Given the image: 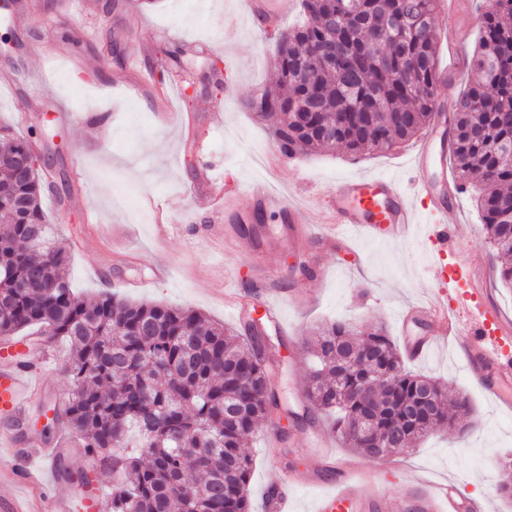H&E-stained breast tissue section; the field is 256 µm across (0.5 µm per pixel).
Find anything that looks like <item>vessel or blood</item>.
<instances>
[{"label":"vessel or blood","mask_w":512,"mask_h":512,"mask_svg":"<svg viewBox=\"0 0 512 512\" xmlns=\"http://www.w3.org/2000/svg\"><path fill=\"white\" fill-rule=\"evenodd\" d=\"M289 0H247L253 22L269 36L275 35ZM453 110L452 101H439L430 128L411 158L413 170L421 172V180L413 188L403 187L396 179L382 175H353L339 180L336 196L319 211L302 203H290L266 186H256L250 193L253 201L265 206L286 208L292 223L310 232L312 224H320L322 238L328 245L346 244L355 237L400 243L408 240L418 222L420 211L438 216L428 228L434 246L430 274L436 291L424 302L401 310L396 316L407 354L415 359L429 356L438 338L453 341L454 353L463 369L478 382L503 409L512 410V314L506 313L488 299L487 276L477 274L473 263L448 267L444 259L455 245L449 212L458 206V189L448 183L447 151H435L436 135L446 126ZM439 167L440 177H429L432 167ZM206 193L200 203L207 209L223 208L224 200L211 173H203ZM423 321L424 335L414 336L409 328ZM31 337L0 339V419L7 422L24 420L33 407L34 397L42 385L34 381L23 350L31 346ZM13 448L14 463L0 467V477L8 476L21 483L26 474L18 470L23 460L20 442L11 431L0 432V442ZM317 469L300 473L279 470L274 479L280 488L275 501H264L265 512H297L294 491L298 485L316 486L318 492L311 512H488V502L463 495L456 482L434 481L421 473L407 477L408 493L396 501L384 494L380 474L368 470L362 461L335 458L325 450L322 440H315ZM101 491L87 486L64 497H53L48 512H99Z\"/></svg>","instance_id":"b4317fda"}]
</instances>
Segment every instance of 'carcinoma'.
<instances>
[{
  "label": "carcinoma",
  "mask_w": 512,
  "mask_h": 512,
  "mask_svg": "<svg viewBox=\"0 0 512 512\" xmlns=\"http://www.w3.org/2000/svg\"><path fill=\"white\" fill-rule=\"evenodd\" d=\"M335 0H301L303 21L277 43L273 137L294 156L331 146L353 156L385 152L429 125L436 100L437 0H354L356 21L336 30L348 54L329 66L320 52ZM476 80L457 98L449 163L478 183L476 207L493 245L499 281L512 288V0L479 8ZM188 43L163 50L184 71ZM28 138L0 123V337L26 329L64 339L68 402L53 424L112 469L103 512H251L248 444L279 397L268 387L266 336L250 341L182 307L104 294L77 296L65 275L70 248L41 207L38 168L17 166ZM311 361L303 412L323 414L336 437L362 456L412 449L439 427L470 416L468 398L410 371L384 327L334 321L307 342ZM369 419L377 449L361 437Z\"/></svg>",
  "instance_id": "1"
}]
</instances>
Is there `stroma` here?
I'll list each match as a JSON object with an SVG mask.
<instances>
[{
	"instance_id": "1",
	"label": "stroma",
	"mask_w": 512,
	"mask_h": 512,
	"mask_svg": "<svg viewBox=\"0 0 512 512\" xmlns=\"http://www.w3.org/2000/svg\"><path fill=\"white\" fill-rule=\"evenodd\" d=\"M105 10L104 0H24L21 18L0 7V73L21 81L45 78L51 96L31 113L22 134L31 138L51 191L42 197L50 223L69 241H84V250H71L67 276L72 288L91 299L105 292L140 302L167 303L201 312L228 326L243 327L247 315L262 312L267 267H277L278 299L285 327L272 343L275 367L270 380L277 393L298 406L307 384L309 358L303 340L325 322L347 320L358 328L386 325L397 335L396 312L425 300L435 289L428 273L432 246L426 238L427 216H420L414 236L401 244L359 239L354 252L321 251L315 240L290 239L288 214L258 210L239 190L258 179L252 148L273 149L270 125L245 111L246 98L277 81L275 47L266 45L248 15L243 0H117ZM434 29H448L461 44L465 61L455 64L446 43H439L438 69L448 72L447 86L437 95L459 94L473 77L471 58L478 37L476 13L434 17ZM202 45L195 55L197 94L187 98L173 91L168 108L175 118L157 119L149 94L135 95L114 86L125 67L109 53L119 44L125 58H138L142 67L160 73L164 46L175 42ZM231 67L237 92L225 98L213 88L209 59ZM209 148V159L220 178L224 207L210 215L188 193L198 175L195 142ZM413 142L392 151L354 158L343 150L299 156V177L279 182L285 197L313 202L334 193L339 179L350 175H389L409 182ZM81 172L88 209L72 206L73 174ZM262 214L257 237L242 235L240 219ZM456 226L457 247L449 261L475 260L493 264V248L475 207L473 190L461 193L458 208L449 214ZM170 269L168 280L154 284L158 264ZM101 278H94L93 268ZM234 291L246 301L244 316L235 318L224 303ZM67 351L57 342H41L29 357L38 371L50 404H64L70 380L61 366ZM411 369L433 376L466 395L473 414L455 429L432 433L405 453L368 459L383 471L391 497L405 495L401 470L426 471L441 480L459 481L467 495H485L486 485H498L497 460L488 454L499 448L512 452V412L501 410L457 361L451 344ZM281 443L269 448L264 431L250 441L252 512H261L263 493L283 467L310 465L308 439L330 436L322 420L298 427L282 409H271ZM24 441L39 439L62 447L59 471L83 472L97 481L103 494L112 491V476L84 451L61 444L57 428L47 427L43 414L26 418Z\"/></svg>"
}]
</instances>
